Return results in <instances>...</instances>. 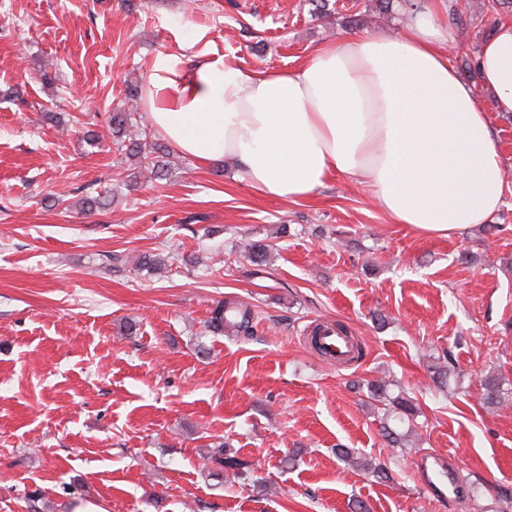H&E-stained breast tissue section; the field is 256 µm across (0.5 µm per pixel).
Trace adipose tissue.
I'll return each instance as SVG.
<instances>
[{
  "mask_svg": "<svg viewBox=\"0 0 512 512\" xmlns=\"http://www.w3.org/2000/svg\"><path fill=\"white\" fill-rule=\"evenodd\" d=\"M446 0L392 36L344 34L287 71L244 75L215 56L154 61L150 125L203 164L240 166L257 195L300 201L332 179L369 190L391 223L457 236L501 208L504 161L479 89L512 114V18L498 20L462 79Z\"/></svg>",
  "mask_w": 512,
  "mask_h": 512,
  "instance_id": "1",
  "label": "adipose tissue"
}]
</instances>
